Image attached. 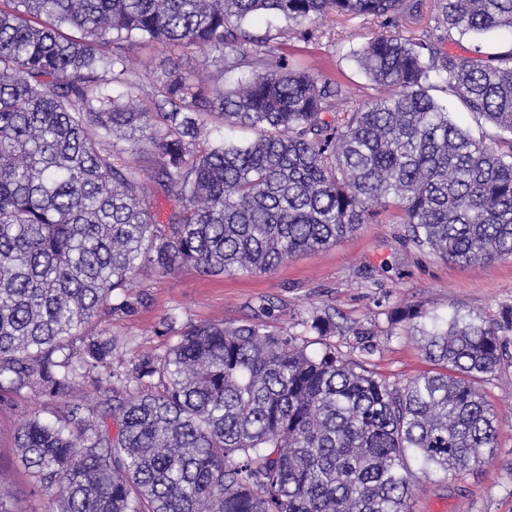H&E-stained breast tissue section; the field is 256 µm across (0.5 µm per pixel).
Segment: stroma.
<instances>
[{
    "instance_id": "1",
    "label": "stroma",
    "mask_w": 512,
    "mask_h": 512,
    "mask_svg": "<svg viewBox=\"0 0 512 512\" xmlns=\"http://www.w3.org/2000/svg\"><path fill=\"white\" fill-rule=\"evenodd\" d=\"M331 42L306 48V64L313 71L343 82L357 96L368 79L357 55L368 38L381 32L380 23L355 18L324 19ZM204 50L168 51L136 48L133 66L144 82L171 69L195 75ZM406 227L381 219L361 225L352 235L329 248L294 256L266 274L203 275L187 267L171 274L136 276L129 294L145 293L137 312L112 322L110 331L124 344L123 358L163 352L168 337L158 329L167 316L179 322L234 325L253 315L258 298L274 307L278 325L297 345L319 349L328 342L346 357L365 360L367 368L402 384L428 369L419 329L394 325L390 309L418 304L430 315L448 319L453 313L485 320L498 318L512 307V257L467 266L444 262L405 242ZM329 309L342 331L327 340L304 333L302 323L313 313ZM505 355L495 373L482 385L494 407L499 428L497 446L481 467L452 476L438 473L416 477L408 498L409 512H512V330L503 332ZM376 346L362 353L364 343ZM54 401L30 392L18 405L0 409V467L11 476V493L21 512H47L45 495L34 492L14 448L19 425L31 413L51 418Z\"/></svg>"
}]
</instances>
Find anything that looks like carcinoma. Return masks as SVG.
<instances>
[{
	"instance_id": "1",
	"label": "carcinoma",
	"mask_w": 512,
	"mask_h": 512,
	"mask_svg": "<svg viewBox=\"0 0 512 512\" xmlns=\"http://www.w3.org/2000/svg\"><path fill=\"white\" fill-rule=\"evenodd\" d=\"M269 13L306 42L330 14L408 35L362 48L363 99L292 63L283 34L244 27ZM426 16L433 28H414ZM493 30L512 35V0H0V406L29 391L63 402L15 435L48 512H408L411 464L459 475L492 454L498 416L480 383L512 309L444 323L391 309L393 325L430 319L432 368L403 385L294 344L264 299L236 326L169 316L164 353L121 370L123 344L96 326L138 310L128 284L144 270L268 273L376 206L443 260L511 257L512 140L474 138L429 94L512 135V47L445 50ZM137 46L229 48L224 72L240 78L220 88L205 62L194 80L169 70L150 110ZM212 124L257 136L212 141ZM148 151L178 201L164 224L138 165ZM303 326L336 333L328 310Z\"/></svg>"
}]
</instances>
